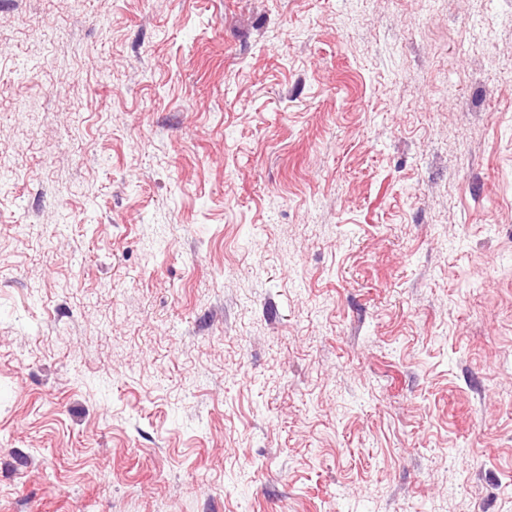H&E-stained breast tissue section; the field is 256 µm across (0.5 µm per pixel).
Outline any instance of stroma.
I'll return each instance as SVG.
<instances>
[{"label": "stroma", "mask_w": 512, "mask_h": 512, "mask_svg": "<svg viewBox=\"0 0 512 512\" xmlns=\"http://www.w3.org/2000/svg\"><path fill=\"white\" fill-rule=\"evenodd\" d=\"M0 512H512V0H0Z\"/></svg>", "instance_id": "obj_1"}]
</instances>
